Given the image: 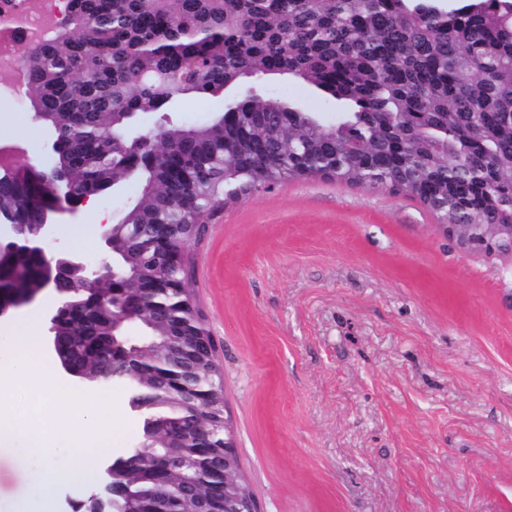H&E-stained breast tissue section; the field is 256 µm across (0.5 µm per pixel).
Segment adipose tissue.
Returning <instances> with one entry per match:
<instances>
[{
	"instance_id": "adipose-tissue-1",
	"label": "adipose tissue",
	"mask_w": 512,
	"mask_h": 512,
	"mask_svg": "<svg viewBox=\"0 0 512 512\" xmlns=\"http://www.w3.org/2000/svg\"><path fill=\"white\" fill-rule=\"evenodd\" d=\"M6 348H0V378L22 388L29 398V426L21 434L42 459V467L33 481L40 487L51 488L67 479L73 485L93 482L96 465L109 437L96 421L100 405L93 395L74 399L55 381L43 354V337L35 317L24 316L8 327ZM71 399L70 411H63L64 399ZM69 451L67 472L56 465L57 449Z\"/></svg>"
}]
</instances>
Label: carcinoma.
<instances>
[{"label": "carcinoma", "mask_w": 512, "mask_h": 512, "mask_svg": "<svg viewBox=\"0 0 512 512\" xmlns=\"http://www.w3.org/2000/svg\"><path fill=\"white\" fill-rule=\"evenodd\" d=\"M96 23L93 42L82 33ZM27 98L36 116L62 117L57 162L78 192L96 196L132 178L142 197L117 238H145L147 224L170 225L172 247L204 231L214 205L248 196L262 182L316 177L405 193L437 209L443 224H512V3L468 0H69L61 31L25 58ZM299 80L342 109L328 125L278 97L238 101L195 126H160L151 142L122 137L140 114L232 89L246 79ZM273 119L274 139L254 127ZM155 153L153 165L137 158ZM53 208L40 174L17 166L0 175V223L40 224ZM117 277L98 281L112 296L133 285L143 260L118 256ZM160 263L170 287L139 319L154 361L180 365L194 387L153 403L160 419L203 411L217 379L203 350L205 315L185 307L182 265ZM38 258L21 255L0 272V289L42 287ZM167 313L155 319L152 306ZM112 335L106 311L90 322L77 314L60 332ZM211 464L224 462V409L209 412ZM161 443L130 472L146 506L157 487L144 480Z\"/></svg>", "instance_id": "1"}]
</instances>
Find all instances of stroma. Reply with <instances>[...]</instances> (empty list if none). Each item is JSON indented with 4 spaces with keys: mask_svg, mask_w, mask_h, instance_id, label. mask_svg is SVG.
Segmentation results:
<instances>
[{
    "mask_svg": "<svg viewBox=\"0 0 512 512\" xmlns=\"http://www.w3.org/2000/svg\"><path fill=\"white\" fill-rule=\"evenodd\" d=\"M323 122L309 85L265 82ZM0 134L45 145L32 108L0 107ZM139 180L63 216L54 249L95 258ZM418 199L330 179L284 181L212 211L189 245V285L215 341L226 414L260 512H512V269L457 249ZM93 237L79 248L71 224ZM108 459L142 421L123 388L96 391ZM40 458L0 442V512H74L89 489L41 492Z\"/></svg>",
    "mask_w": 512,
    "mask_h": 512,
    "instance_id": "1",
    "label": "stroma"
}]
</instances>
